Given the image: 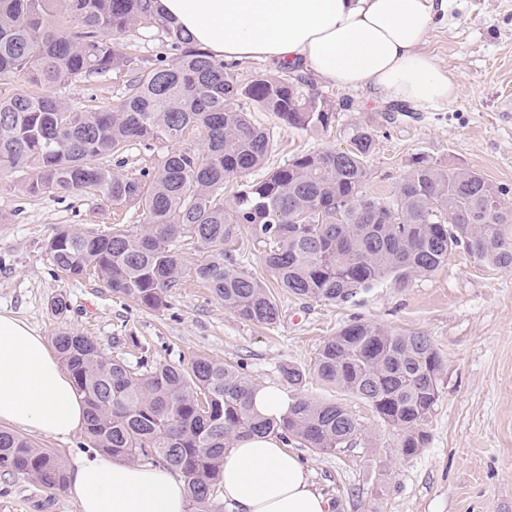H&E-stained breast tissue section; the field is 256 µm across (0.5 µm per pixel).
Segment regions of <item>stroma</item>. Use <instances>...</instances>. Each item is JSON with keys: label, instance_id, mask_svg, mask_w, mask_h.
Here are the masks:
<instances>
[{"label": "stroma", "instance_id": "1", "mask_svg": "<svg viewBox=\"0 0 512 512\" xmlns=\"http://www.w3.org/2000/svg\"><path fill=\"white\" fill-rule=\"evenodd\" d=\"M458 85L454 98L388 116L362 88L318 81L333 99L347 100L327 131L273 128L277 166L302 152L346 148L353 128L374 134L367 194L390 196L412 162L425 158L467 168L507 190L512 208V0H445L423 47ZM127 70L61 89L76 108L109 105L128 89ZM20 172L0 173V312L41 335L68 330L91 337L104 357L137 366L148 356L186 367L199 356L235 366L256 384H282L290 365L305 374L303 394L342 404L361 430L351 446L319 452L289 441L332 512H512V269H489L454 252L434 275L409 287L384 285L347 303L302 299L274 289L279 319L271 326L242 320L224 308L195 275L203 249H183L184 279L165 307L151 311L112 293L95 278L57 271L46 250L62 225L109 231L142 223L139 209L113 206L91 193L38 197L18 191ZM69 308L55 314L51 302ZM362 321L428 336L445 362L428 441L403 455L398 430L364 400L323 381L316 358L343 326ZM0 512H77L66 492L0 471Z\"/></svg>", "mask_w": 512, "mask_h": 512}]
</instances>
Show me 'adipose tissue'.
Returning <instances> with one entry per match:
<instances>
[{"instance_id": "obj_1", "label": "adipose tissue", "mask_w": 512, "mask_h": 512, "mask_svg": "<svg viewBox=\"0 0 512 512\" xmlns=\"http://www.w3.org/2000/svg\"><path fill=\"white\" fill-rule=\"evenodd\" d=\"M173 25L210 55L284 60L379 100L427 106L456 87L421 47L436 0H158ZM86 406L44 336L0 313V423L65 438ZM221 496L236 512H330L299 457L274 435L236 438L222 459ZM78 512H186L182 475L98 454L67 474Z\"/></svg>"}]
</instances>
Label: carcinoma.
Listing matches in <instances>:
<instances>
[{
    "instance_id": "obj_1",
    "label": "carcinoma",
    "mask_w": 512,
    "mask_h": 512,
    "mask_svg": "<svg viewBox=\"0 0 512 512\" xmlns=\"http://www.w3.org/2000/svg\"><path fill=\"white\" fill-rule=\"evenodd\" d=\"M157 0H0V84L65 88L79 80L129 70L134 78L117 104L82 109L47 95L0 94V171L25 173L22 189L93 193L136 205L144 221L130 229L56 230L48 243L58 269L88 272L112 292L149 310L166 306L183 276V242L208 253L198 279L239 318L272 325L279 307L266 282L227 257L224 244L246 231L264 247V262L288 293L349 302L383 285L406 288L429 276L458 249L476 262L512 268V209L506 190L480 173L413 162L388 198L368 195L372 132L352 130L349 147L297 155L258 179L274 132L254 124L250 109L300 130H327L336 105L300 64L244 82L224 62L172 25ZM77 22L64 31L55 18ZM156 31L167 52L149 63L124 51L136 27ZM203 139L204 147L196 144ZM172 148L139 170L116 173L110 158L134 142ZM86 405L87 445L132 463L151 461L187 482L186 512H224L221 461L233 439L275 434L327 452L352 445L359 424L336 402L298 393L303 373L285 366L292 389L279 419L253 412L254 383L205 357L180 368L142 359V371L102 355L87 336L53 338ZM318 375L369 403L401 431L413 455L438 404L443 360L431 340L357 321L322 346ZM0 471L61 490L64 462L27 437L0 429Z\"/></svg>"
}]
</instances>
